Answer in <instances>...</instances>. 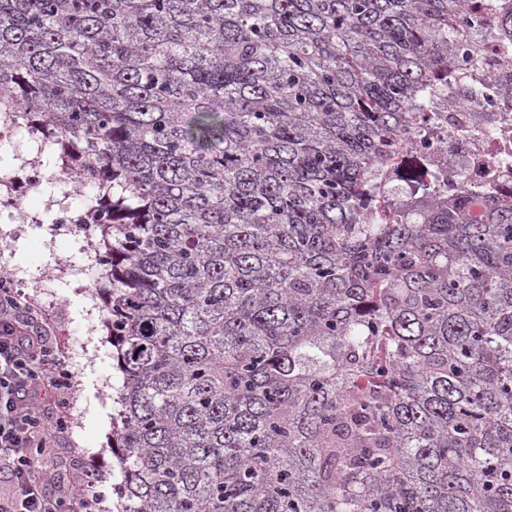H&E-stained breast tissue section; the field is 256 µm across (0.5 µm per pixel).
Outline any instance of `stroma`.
I'll return each instance as SVG.
<instances>
[{
	"label": "stroma",
	"mask_w": 512,
	"mask_h": 512,
	"mask_svg": "<svg viewBox=\"0 0 512 512\" xmlns=\"http://www.w3.org/2000/svg\"><path fill=\"white\" fill-rule=\"evenodd\" d=\"M37 147L25 126L0 140V177L16 175L22 159ZM94 194L87 185L66 195L48 180L29 190L18 208L0 211V276L37 308L72 376L66 393L69 428L51 434L48 466L65 485L92 477L102 496L99 512H123L118 490L124 471L112 446L122 374L107 328L109 283L82 234L57 232L51 224L53 201L63 198L81 209Z\"/></svg>",
	"instance_id": "obj_1"
}]
</instances>
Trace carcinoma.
Returning a JSON list of instances; mask_svg holds the SVG:
<instances>
[{
    "instance_id": "obj_1",
    "label": "carcinoma",
    "mask_w": 512,
    "mask_h": 512,
    "mask_svg": "<svg viewBox=\"0 0 512 512\" xmlns=\"http://www.w3.org/2000/svg\"><path fill=\"white\" fill-rule=\"evenodd\" d=\"M470 8L0 0V113L109 207L124 512H512V200L385 172Z\"/></svg>"
}]
</instances>
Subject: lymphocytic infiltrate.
Listing matches in <instances>:
<instances>
[{
	"label": "lymphocytic infiltrate",
	"instance_id": "obj_1",
	"mask_svg": "<svg viewBox=\"0 0 512 512\" xmlns=\"http://www.w3.org/2000/svg\"><path fill=\"white\" fill-rule=\"evenodd\" d=\"M37 310L21 299L7 277H0V470L11 475L0 491V512H96L99 495L91 484L54 490L38 450L44 417L42 388L64 393L69 375L42 335L28 332Z\"/></svg>",
	"mask_w": 512,
	"mask_h": 512
}]
</instances>
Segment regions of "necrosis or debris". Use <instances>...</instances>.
I'll use <instances>...</instances> for the list:
<instances>
[{"label": "necrosis or debris", "mask_w": 512, "mask_h": 512, "mask_svg": "<svg viewBox=\"0 0 512 512\" xmlns=\"http://www.w3.org/2000/svg\"><path fill=\"white\" fill-rule=\"evenodd\" d=\"M489 20L483 11L468 14L447 77L427 91L434 117L401 145L392 176L404 196L429 187L443 163L449 195L461 187L512 190V38L492 35Z\"/></svg>", "instance_id": "4bbe7bcc"}]
</instances>
